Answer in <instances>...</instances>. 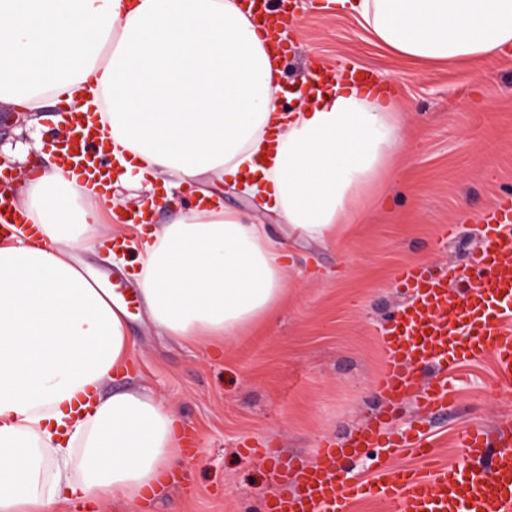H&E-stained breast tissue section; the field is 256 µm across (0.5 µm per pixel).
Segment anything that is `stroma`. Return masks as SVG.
<instances>
[{"mask_svg": "<svg viewBox=\"0 0 512 512\" xmlns=\"http://www.w3.org/2000/svg\"><path fill=\"white\" fill-rule=\"evenodd\" d=\"M326 0H297L283 82L296 85L328 65L371 72L380 92L396 97L403 145L397 177L384 197H371L359 223L332 242H309L282 230L239 186L205 175L204 188L225 206L267 225L288 252L287 285L274 315L217 345L165 336L149 318L128 278L137 251L85 253L86 266L128 298L135 342L125 376L105 380L104 393L143 390L178 408L190 442L175 485L155 512H260L268 496L296 490L302 465L328 448L345 447L386 409L375 386L385 355L383 329L403 303L397 272L409 262L455 274L480 238L479 217L512 193V56L435 65L391 54L351 13ZM0 141L21 148L24 172L42 169L61 128L47 105L39 123L0 106ZM457 227L455 238L442 234ZM451 404L426 413L406 397L393 414L399 431H420L446 461L466 426L512 427V386L485 358L449 378ZM288 471V483L279 474Z\"/></svg>", "mask_w": 512, "mask_h": 512, "instance_id": "1", "label": "stroma"}]
</instances>
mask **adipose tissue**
<instances>
[{"label": "adipose tissue", "instance_id": "adipose-tissue-1", "mask_svg": "<svg viewBox=\"0 0 512 512\" xmlns=\"http://www.w3.org/2000/svg\"><path fill=\"white\" fill-rule=\"evenodd\" d=\"M395 54L454 62L512 49V0H334ZM279 39L246 0H0V100L33 114L67 96L98 107L115 184L210 173L241 184L284 228L322 241L357 223L396 171L393 99L338 80L282 110ZM8 193L32 231L0 240V512H59L75 497L143 512L184 456L177 409L103 396L129 362L126 311L78 253L117 202L48 163ZM134 279L152 321L189 342L239 334L286 291L267 227L202 192L169 224L142 221Z\"/></svg>", "mask_w": 512, "mask_h": 512}]
</instances>
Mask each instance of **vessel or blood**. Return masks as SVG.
<instances>
[{"label": "vessel or blood", "mask_w": 512, "mask_h": 512, "mask_svg": "<svg viewBox=\"0 0 512 512\" xmlns=\"http://www.w3.org/2000/svg\"><path fill=\"white\" fill-rule=\"evenodd\" d=\"M26 223L24 211L0 194V234ZM482 223V242L469 252L456 284L417 263L399 268L413 298L388 323L385 363L376 379L390 406L409 392L416 371L431 363L433 380L417 399L429 412L449 406L448 374L463 364L491 357L497 375L512 381V197L498 199ZM387 425L384 418L367 424L348 443L353 453L380 449L370 478L350 481L337 473L339 451L330 448L301 467L296 493L268 500L267 512H352L367 497L382 501L389 512H512V450L490 454L486 430L460 432L455 458L437 463L424 434L389 435ZM401 452L414 465L392 466Z\"/></svg>", "instance_id": "vessel-or-blood-1"}]
</instances>
